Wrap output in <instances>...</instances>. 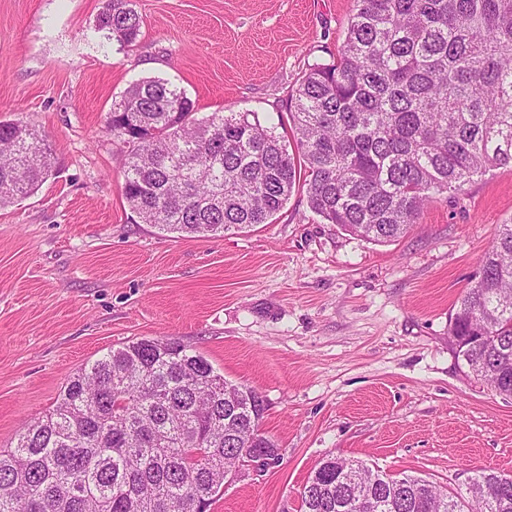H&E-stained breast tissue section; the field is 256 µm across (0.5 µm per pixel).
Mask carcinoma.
Segmentation results:
<instances>
[{
  "instance_id": "obj_1",
  "label": "carcinoma",
  "mask_w": 512,
  "mask_h": 512,
  "mask_svg": "<svg viewBox=\"0 0 512 512\" xmlns=\"http://www.w3.org/2000/svg\"><path fill=\"white\" fill-rule=\"evenodd\" d=\"M342 48L292 95L293 143L254 112L195 118L178 85L132 83L106 133L128 145L123 196L141 222L183 237L270 224L303 181L311 211L343 231L394 242L424 206L491 167H512V0H355ZM98 30L140 35L130 0H108ZM294 152H289L288 147ZM50 144L0 122V206L51 175ZM465 365L512 395V222L499 225L452 315ZM469 336L494 340L473 346ZM228 380L176 341L140 339L72 377L45 416L0 449V512H203L244 449L279 458L260 429L257 392L231 408ZM359 482H338L348 466ZM302 512H512V481L481 473L468 496L420 477L387 481L329 457L308 478Z\"/></svg>"
}]
</instances>
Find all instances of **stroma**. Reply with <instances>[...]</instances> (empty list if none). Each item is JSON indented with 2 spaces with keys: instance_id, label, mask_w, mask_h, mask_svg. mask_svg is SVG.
<instances>
[{
  "instance_id": "obj_1",
  "label": "stroma",
  "mask_w": 512,
  "mask_h": 512,
  "mask_svg": "<svg viewBox=\"0 0 512 512\" xmlns=\"http://www.w3.org/2000/svg\"><path fill=\"white\" fill-rule=\"evenodd\" d=\"M106 0H0V121L46 135L54 167L0 207V448L70 377L136 339H172L264 401L281 460L242 468L210 512H300L329 455L466 489L512 475V396L473 377L450 317L499 224L512 168L429 203L377 244L323 223L294 192L273 223L187 238L122 195L125 146L104 126L142 78L199 115L287 118L314 63L336 59L354 0H132L125 48L96 31Z\"/></svg>"
}]
</instances>
